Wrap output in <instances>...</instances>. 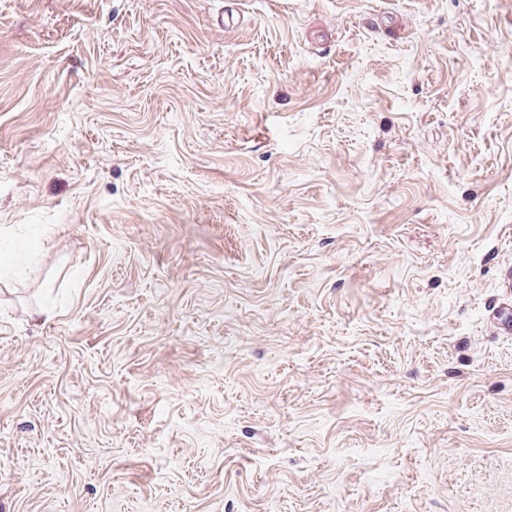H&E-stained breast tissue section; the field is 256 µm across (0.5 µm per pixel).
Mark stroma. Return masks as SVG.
I'll return each mask as SVG.
<instances>
[{
  "mask_svg": "<svg viewBox=\"0 0 512 512\" xmlns=\"http://www.w3.org/2000/svg\"><path fill=\"white\" fill-rule=\"evenodd\" d=\"M511 309L512 0H0V512H512Z\"/></svg>",
  "mask_w": 512,
  "mask_h": 512,
  "instance_id": "1",
  "label": "stroma"
}]
</instances>
